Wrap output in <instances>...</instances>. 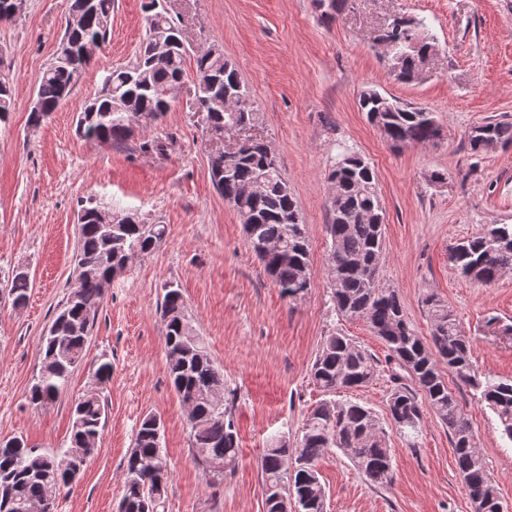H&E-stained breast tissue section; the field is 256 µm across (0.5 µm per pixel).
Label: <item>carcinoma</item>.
I'll list each match as a JSON object with an SVG mask.
<instances>
[{"mask_svg":"<svg viewBox=\"0 0 512 512\" xmlns=\"http://www.w3.org/2000/svg\"><path fill=\"white\" fill-rule=\"evenodd\" d=\"M146 35L135 61L108 71L97 96L78 114L77 131L87 140L118 144L129 140L137 127H146L171 109L172 90L182 82L188 55L183 29L169 15L162 0H148ZM114 0H72L59 46L38 79V109L30 111L33 127L54 112L73 93L80 73L92 62L81 58L89 42L103 44L112 27ZM413 18L383 26L378 39L396 56L391 66L397 80L410 83L434 47L423 19L416 20L415 47L400 39ZM198 102L211 114L214 128L236 126L252 130L259 121L247 85L222 50L196 56ZM368 122L395 148L431 143L439 132L433 113L394 97L369 90L360 97ZM13 109L10 74L0 72V122ZM247 143L232 156L209 154L212 182L240 216L248 246L281 294L297 299L310 288L312 268L307 225L277 158L264 151L263 141L245 136ZM470 150L488 146L512 147V121L494 120L470 128ZM335 199L328 204L327 273L337 313L362 320L386 346L392 389L386 416L396 430L416 446L422 426V404H427L448 429L457 470L474 512H504L497 484L476 446L475 431L459 395L448 386L443 368L473 392L498 418L501 437L512 443V379H494L482 373L470 358V340L456 314L435 294L424 298L430 336L410 326L399 293L380 285L385 251V220L375 169L356 153L345 155L328 176ZM263 183L261 193L247 187ZM97 200L83 201L74 253L80 282L71 290L45 330L39 348V369L29 389V401L38 407L55 403L67 390L71 375L84 361L103 299L104 283L115 267L160 247L166 240L163 224H100L94 214ZM278 247L261 251V244ZM449 261L459 275L483 284L498 281L512 271V224H489L478 234L457 243ZM11 306L29 298L28 272L11 274ZM169 377L187 416L192 457L214 478L224 479L235 469L239 438L231 411L224 406V374L211 360L185 313L181 290L168 285L160 302ZM112 363H100L98 386L74 404L70 445L63 451L34 448L21 437L0 443V512H56V494L72 488L69 474L84 470L97 448L106 418L103 388ZM378 361L352 338L333 332L326 336L311 365L314 385L328 394L347 393L372 384ZM161 420L147 415L138 423L133 448L124 462V486L119 512H159L164 507L170 472L156 471L163 455L157 431ZM329 448L341 450L369 484L392 481V458L387 431L365 403L324 400L307 416L298 446L279 436L264 449L260 469L265 483L266 512H280L277 496L301 499L302 512H326V491L316 462Z\"/></svg>","mask_w":512,"mask_h":512,"instance_id":"obj_1","label":"carcinoma"}]
</instances>
